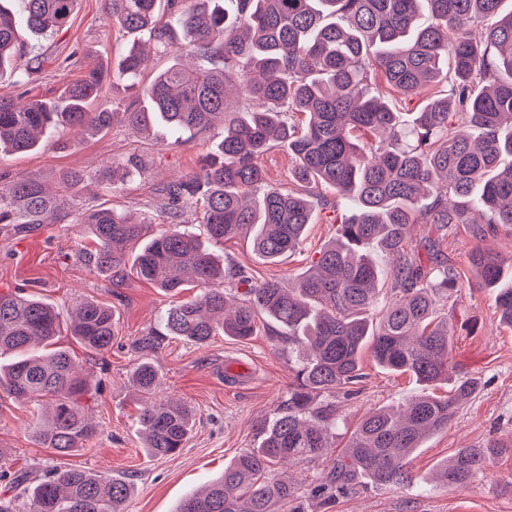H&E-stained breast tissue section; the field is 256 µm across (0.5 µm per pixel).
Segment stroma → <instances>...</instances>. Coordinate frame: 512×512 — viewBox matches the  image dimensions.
I'll use <instances>...</instances> for the list:
<instances>
[{
    "mask_svg": "<svg viewBox=\"0 0 512 512\" xmlns=\"http://www.w3.org/2000/svg\"><path fill=\"white\" fill-rule=\"evenodd\" d=\"M21 37L39 68L22 86L13 74L1 75L0 96L51 101L66 84L98 68L106 76L101 101L124 102L131 97L127 81L116 75L131 38L108 19L106 0H79L68 28L54 36L36 37L25 31ZM219 137L216 128L188 131L179 143L163 145L158 138L119 123L86 139L65 126L55 130L49 148L0 153V182L36 176L53 188L65 171L101 174L110 163L132 159L138 166L132 177L110 189L79 187L72 197L79 207L107 203L147 220L159 231L170 224L159 188L198 171ZM335 232L336 215L326 209L317 213L301 249L279 263L259 257L244 235L214 244L213 250L243 266L250 281L292 280L308 270ZM89 247L85 230L75 224H43L31 231L0 224V293L25 290L56 306L65 317L82 298L111 305L115 313V338L107 352H88L70 336L58 339L91 381L83 403L98 426L97 435L75 455H57L35 441L30 403L0 392V470H26L35 477L64 466L101 471L131 483L125 512H176L184 497L219 476L236 456L259 445L264 425L288 391L297 351L265 325L248 339L218 335L203 346L176 336L151 335L171 303L170 296L133 275L118 282L98 271L84 256ZM440 247L462 277L461 288L439 310L453 334L451 377L477 379L478 391L461 405L448 429L416 450L409 463L412 483L382 490L360 484L323 506L311 499V482L330 465V458L272 465V473L294 484L305 512H512L511 454L495 457L489 477L477 478L459 492L429 481L432 469L456 449L490 441L512 443V329L500 323L495 292L479 285L470 263L478 248L511 256L512 230L495 224L489 235L479 239L469 225L458 224L449 229ZM145 361L158 372L157 397L184 404L193 415L189 438L173 455L151 457L142 449L137 416L143 399L132 387L131 377ZM361 367L365 378L359 394L339 402L336 442L340 445L368 410L395 408L425 394L443 397L451 389L450 382L426 385L410 374L386 370L367 350L361 355Z\"/></svg>",
    "mask_w": 512,
    "mask_h": 512,
    "instance_id": "stroma-1",
    "label": "stroma"
}]
</instances>
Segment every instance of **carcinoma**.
<instances>
[{"mask_svg": "<svg viewBox=\"0 0 512 512\" xmlns=\"http://www.w3.org/2000/svg\"><path fill=\"white\" fill-rule=\"evenodd\" d=\"M0 0V72L15 71L28 47L19 25L40 35L62 31L78 0ZM503 0H428L431 22L416 21L420 0H170L175 23L156 21L159 0H109L108 17L127 34L148 35L154 50L194 55L198 64L173 63L136 89L124 104L90 110L103 83L89 70L54 101L19 103L0 96V151L30 152L50 142L60 125L96 135L115 123L141 132H183L222 126L223 136L197 172L163 185L172 218L202 205L207 240L252 233L256 254L269 263L296 252L314 223L310 196L336 191V206L350 215L336 238L297 280L256 283L229 306L224 283L244 280L243 270L220 262L206 240L184 226L158 233L152 224L112 208L73 210L67 188L91 185L97 174L66 173L57 191L25 176L0 191V224H62L69 218L95 243L88 260L123 277L131 270L173 297L160 320L168 336L206 345L222 332L246 339L257 319L279 327L276 335L298 347L293 380L261 442L224 466L176 512H302L288 481L270 473L274 461L318 460L332 447L336 393L362 378L360 353L369 347L384 369L423 383L449 379L452 335L438 303L460 282L432 238L426 257L407 248L411 224H428L443 236L453 224L512 228V12ZM148 52L132 42L116 76L136 79ZM240 76L255 108L226 110L225 71ZM383 82L403 98L432 89L409 120L378 89ZM301 113V126L290 114ZM288 147L298 188L269 184L259 158L275 145ZM472 263L482 286L495 290V307L512 327V286L504 260L476 249ZM384 283L387 291L379 284ZM201 288L197 297L183 291ZM61 313L41 298L0 293V391L34 406L36 441L60 456L82 450L97 427L80 404L88 392L69 351L55 346ZM69 330L85 349L104 353L115 336L112 306L75 304ZM132 385L143 395L139 423L150 456L177 453L193 427L191 411L158 399V373L143 362ZM477 382H456L445 399L420 396L399 410L366 412L350 432L332 467L316 476L312 492L327 499L347 493L361 478L375 488L409 483V459L422 440L448 428ZM512 447L459 448L437 473L447 488L464 490L484 475L491 459ZM14 476L0 497V512H124L132 493L123 479L78 467L56 468L26 484Z\"/></svg>", "mask_w": 512, "mask_h": 512, "instance_id": "cac0c4a2", "label": "carcinoma"}]
</instances>
